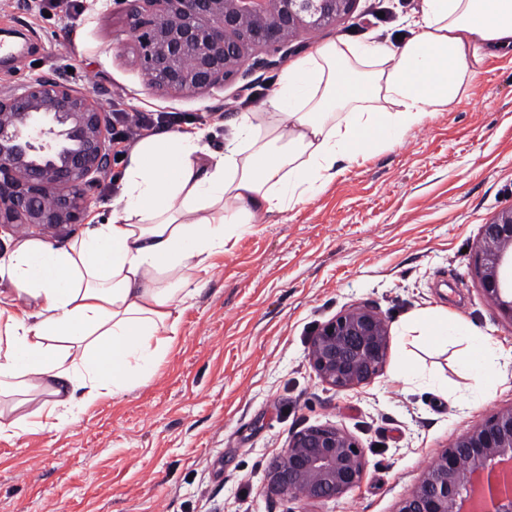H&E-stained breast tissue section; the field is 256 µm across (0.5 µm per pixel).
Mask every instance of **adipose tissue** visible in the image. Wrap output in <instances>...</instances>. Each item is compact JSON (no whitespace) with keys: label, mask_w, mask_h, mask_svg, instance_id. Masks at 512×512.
<instances>
[{"label":"adipose tissue","mask_w":512,"mask_h":512,"mask_svg":"<svg viewBox=\"0 0 512 512\" xmlns=\"http://www.w3.org/2000/svg\"><path fill=\"white\" fill-rule=\"evenodd\" d=\"M411 38L334 40L289 64L264 109L243 117L223 149L200 130L142 138L118 179L110 217L67 246L32 236L1 262L0 395L42 401L0 436L61 427L98 398L148 379L199 292L194 273L258 217L293 210L382 143L451 110L493 49L512 45V0H424ZM429 344L472 340L466 367L495 384L501 356L464 319L424 313Z\"/></svg>","instance_id":"1"}]
</instances>
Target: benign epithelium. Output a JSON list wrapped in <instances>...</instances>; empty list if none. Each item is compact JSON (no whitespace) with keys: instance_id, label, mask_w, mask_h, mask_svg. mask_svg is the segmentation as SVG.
Returning <instances> with one entry per match:
<instances>
[{"instance_id":"7a95c632","label":"benign epithelium","mask_w":512,"mask_h":512,"mask_svg":"<svg viewBox=\"0 0 512 512\" xmlns=\"http://www.w3.org/2000/svg\"><path fill=\"white\" fill-rule=\"evenodd\" d=\"M356 0H119L147 86L193 96L244 80L304 31L333 25ZM112 122L90 95L38 77L0 89V228L36 233L84 222L91 192L111 159ZM480 286L512 321V206L483 225ZM389 326L352 304L318 327L309 361L338 391L380 372ZM266 493L305 505L341 498L362 482L363 449L336 426L296 433L268 464ZM398 512H512V407L457 438L435 458Z\"/></svg>"}]
</instances>
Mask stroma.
<instances>
[{
    "mask_svg": "<svg viewBox=\"0 0 512 512\" xmlns=\"http://www.w3.org/2000/svg\"><path fill=\"white\" fill-rule=\"evenodd\" d=\"M0 0V87L48 76L95 94L108 112H174L220 149L243 111L239 85L191 97L148 89L115 0ZM423 0H358L335 27L301 35L257 70L271 89L288 61L339 38L396 44ZM512 206V46L486 58L467 97L400 141L345 167L294 210L272 213L212 259L155 373L104 396L74 423L0 437V512H397L434 456L512 407V322L478 282L484 224ZM353 303L389 323L378 376L338 391L310 365L314 330ZM464 318L505 351L500 380L477 387L463 347L422 345L411 318ZM416 360L396 378L400 351ZM330 424L365 451L363 482L304 508L268 497L267 464L290 436Z\"/></svg>",
    "mask_w": 512,
    "mask_h": 512,
    "instance_id": "stroma-1",
    "label": "stroma"
}]
</instances>
